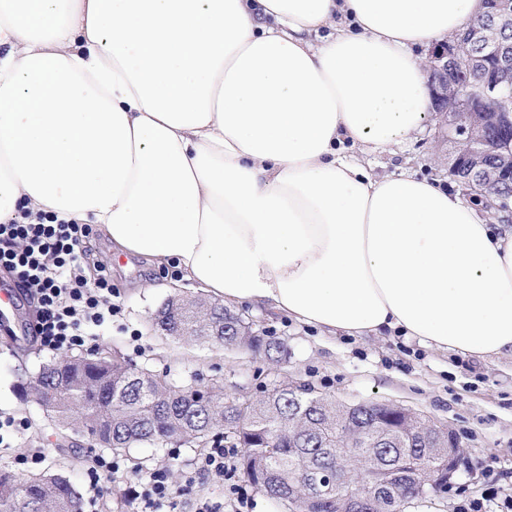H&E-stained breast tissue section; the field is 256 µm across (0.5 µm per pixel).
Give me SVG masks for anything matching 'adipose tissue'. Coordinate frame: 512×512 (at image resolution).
<instances>
[{"label": "adipose tissue", "instance_id": "obj_1", "mask_svg": "<svg viewBox=\"0 0 512 512\" xmlns=\"http://www.w3.org/2000/svg\"><path fill=\"white\" fill-rule=\"evenodd\" d=\"M482 0H0V222L96 224L227 306L512 357V227L365 163Z\"/></svg>", "mask_w": 512, "mask_h": 512}]
</instances>
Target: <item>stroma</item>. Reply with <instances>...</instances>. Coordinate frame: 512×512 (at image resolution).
<instances>
[{
    "instance_id": "stroma-1",
    "label": "stroma",
    "mask_w": 512,
    "mask_h": 512,
    "mask_svg": "<svg viewBox=\"0 0 512 512\" xmlns=\"http://www.w3.org/2000/svg\"><path fill=\"white\" fill-rule=\"evenodd\" d=\"M406 164L420 175L453 185L442 114L430 113L420 134L372 161L378 174ZM111 255L110 238L93 228L79 265L94 271L99 263H108L120 293V310L103 335L86 341V349L116 348L135 367L179 385L219 384L228 402L299 382L342 403L384 401L424 413L453 429L468 463L449 485L447 495L425 500L411 512H459L460 504L474 501L480 503L481 512H512L506 506L512 499V358L490 362L427 349L396 335L334 337L249 304L239 306V313L253 321L256 329L287 343L286 361L272 364L242 349L183 344L160 335L151 315L175 294L194 295V288L187 283L176 290L169 288L167 282L175 278V271L145 257L131 255L115 262ZM50 357L37 339L19 346L0 335V413L27 423L11 447H0L1 468L15 469L17 455L36 452L42 461L33 466V473L65 471L83 492L84 512H134L123 496L128 483L155 466L169 467L173 478H180L202 456V449L191 445L134 450L120 455V473L102 477L101 490L92 489L85 475L91 451L57 454L55 428L25 400L30 376Z\"/></svg>"
}]
</instances>
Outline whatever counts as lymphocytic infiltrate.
I'll return each instance as SVG.
<instances>
[{
    "instance_id": "lymphocytic-infiltrate-1",
    "label": "lymphocytic infiltrate",
    "mask_w": 512,
    "mask_h": 512,
    "mask_svg": "<svg viewBox=\"0 0 512 512\" xmlns=\"http://www.w3.org/2000/svg\"><path fill=\"white\" fill-rule=\"evenodd\" d=\"M89 233V225L46 213L0 222V271L9 273L15 288L36 301L34 334L48 350L83 346L88 329L111 322L118 310V291L108 268H101L91 282L79 271ZM235 454L225 447L223 437H215L195 467L185 472L181 489H174L168 468L156 467L130 486L129 497L137 512H172L179 493L188 496L192 512H224L223 501L204 494L203 488L223 484Z\"/></svg>"
}]
</instances>
